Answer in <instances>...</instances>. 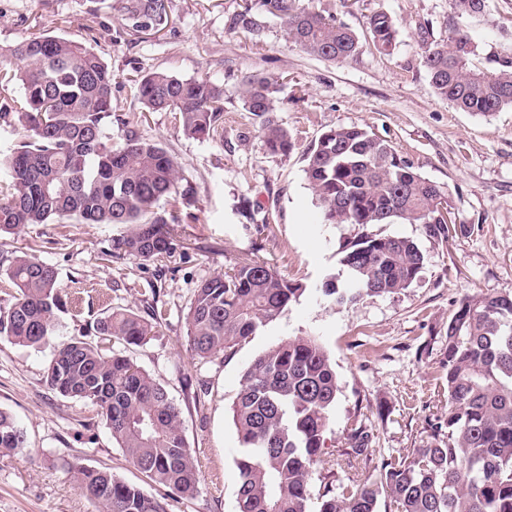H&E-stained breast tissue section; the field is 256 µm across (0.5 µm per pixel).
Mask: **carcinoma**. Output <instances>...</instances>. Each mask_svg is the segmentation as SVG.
I'll list each match as a JSON object with an SVG mask.
<instances>
[{"label": "carcinoma", "instance_id": "carcinoma-1", "mask_svg": "<svg viewBox=\"0 0 512 512\" xmlns=\"http://www.w3.org/2000/svg\"><path fill=\"white\" fill-rule=\"evenodd\" d=\"M261 14L280 20L285 34L308 55L332 61L356 57L362 42L381 54L395 45L398 26L387 11L367 16L359 35L332 15L302 0H258ZM461 16L485 12L488 0H451ZM136 33H159L170 24L165 0H125ZM259 14V15H261ZM249 6L227 17L230 30L260 35ZM432 87L456 109L491 115L512 109V70L474 65L478 45L459 29L444 43L421 33ZM19 89V95L13 89ZM145 112H173L182 133L196 140L224 137V87L207 79H183L155 71L134 79ZM277 81L252 75L242 84V109L261 123L266 154L286 156L292 136L275 116ZM25 126L27 135L4 160L0 183V237L30 224L75 219L112 224L115 253L141 264L171 254L180 240L177 210L193 202L179 189L180 168L157 143L139 138L130 122L123 142L112 143V72L85 43L33 34L0 47V119ZM306 179L326 224H420L442 241L458 231L453 212L439 217L433 203L447 190L422 177L385 140L359 126L323 132L306 152ZM169 199L171 209L159 210ZM424 257L410 237L367 233L342 247L341 265L352 287L335 277L322 293L335 305L411 287ZM0 278L16 288L0 307V335L37 349L58 335L57 312L67 305L56 270L33 256L0 258ZM306 285L264 262L238 258L201 282L186 314L192 356L227 355L300 300ZM156 325L128 309L96 323L100 336L142 346ZM441 369L448 418L431 426L433 443L387 458L375 478L355 472L336 489L324 487L312 501L310 476L321 463L331 474L339 458H322L339 385L321 343L296 336L258 355L244 371L231 413L240 444L238 512H512V295H472L448 318ZM46 382L60 394L96 405L112 439L151 483L181 498L198 492L199 476L187 448L179 408L164 386L130 358L107 351L86 336L54 346ZM448 433H443V429ZM349 448L369 454L366 427L352 429ZM14 417L0 410V454L25 447ZM82 493L100 512H166L142 488L104 469L73 470Z\"/></svg>", "mask_w": 512, "mask_h": 512}]
</instances>
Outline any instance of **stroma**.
<instances>
[{
    "mask_svg": "<svg viewBox=\"0 0 512 512\" xmlns=\"http://www.w3.org/2000/svg\"><path fill=\"white\" fill-rule=\"evenodd\" d=\"M171 25L157 34L126 29L122 0H0V45L35 33L90 45L112 72V140L124 121L162 144L193 189L175 231L180 245L159 263L140 265L111 256L112 226L31 224L7 236L5 252H25L53 266L78 311L58 315L61 335L92 331L119 308L164 316L143 346L110 342L159 380L181 412L199 477L190 499L168 497L147 483L112 439L97 406L52 390L45 381L52 345L38 349L0 338V410L25 430L26 448L0 455V512H98L68 473L69 466L105 467L159 499L166 512H236L238 440L230 407L244 370L261 352L295 336H315L333 360L340 392L324 451L339 454L357 424L371 435L361 473L380 461L431 443L429 424L448 416L441 363L446 329L466 295H512V110L489 116L453 108L438 96L423 63L421 27L446 40L467 32L479 46L476 63L496 69L512 62V0H489L483 15L461 17L449 0H304L357 32L370 12L397 20L395 49L363 47L352 60L308 55L289 42L275 18L261 36L227 29V15L244 0H166ZM156 70L224 87V137L184 136L173 113L139 121L142 105L131 80ZM278 80L277 117L292 135L288 156L266 155L259 122L244 112L246 76ZM358 125L388 141L423 177L446 187L462 230L435 241L418 224H382L387 235L413 238L423 255L420 277L398 294L363 297L334 306L318 289L329 276L346 280L340 250L368 233L364 224H325L305 177V152L329 129ZM249 255L308 290L234 353L192 357L186 312L202 280Z\"/></svg>",
    "mask_w": 512,
    "mask_h": 512,
    "instance_id": "35a3bbf8",
    "label": "stroma"
}]
</instances>
